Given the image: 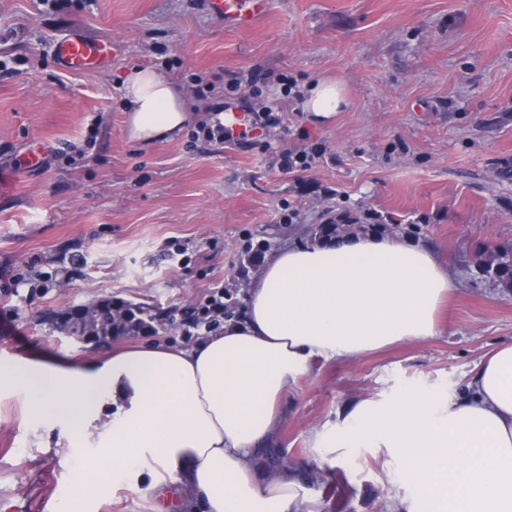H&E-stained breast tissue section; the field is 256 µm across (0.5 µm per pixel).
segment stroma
<instances>
[{"label":"stroma","mask_w":512,"mask_h":512,"mask_svg":"<svg viewBox=\"0 0 512 512\" xmlns=\"http://www.w3.org/2000/svg\"><path fill=\"white\" fill-rule=\"evenodd\" d=\"M79 31L112 46L105 71H64L56 39ZM150 68L192 92L193 76L223 101L255 110L274 100L288 134L269 147L195 139L189 123L142 144L124 125L123 81ZM330 77L348 105L318 124L287 96ZM321 147L306 170L273 153ZM512 0H271L247 31L204 0H0V359L81 360L152 342L155 329L90 346L57 327L68 307L112 299L182 318L215 284L245 300L237 272L249 243L266 254L312 241L330 217L378 216L434 246L457 274L438 336L353 362L313 363L289 399L271 448L298 470L323 512H387L396 493L381 454L356 448L319 462L313 429L349 402L428 382L456 391L492 348L512 341V293L482 278L484 247L512 246ZM295 218H288V210ZM184 249L187 262L176 251ZM24 284L11 287L14 274ZM59 432L35 437L20 399L0 393V512H58L72 463Z\"/></svg>","instance_id":"1"}]
</instances>
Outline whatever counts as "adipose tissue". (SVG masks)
Segmentation results:
<instances>
[{"mask_svg": "<svg viewBox=\"0 0 512 512\" xmlns=\"http://www.w3.org/2000/svg\"><path fill=\"white\" fill-rule=\"evenodd\" d=\"M124 98L137 142L172 138L192 118L183 91L149 68L131 71ZM346 104L329 78L301 102L322 124ZM455 286L422 242L358 234L291 245L267 258L243 316L221 332L82 361L1 360L0 390L22 399L32 431L64 430L72 504L89 510L115 480L152 495L162 470L200 512H322L292 471L254 464L282 401L314 361L437 336ZM311 439L323 459L382 452L407 512H512V342L488 353L460 393L422 382L363 398Z\"/></svg>", "mask_w": 512, "mask_h": 512, "instance_id": "adipose-tissue-1", "label": "adipose tissue"}]
</instances>
